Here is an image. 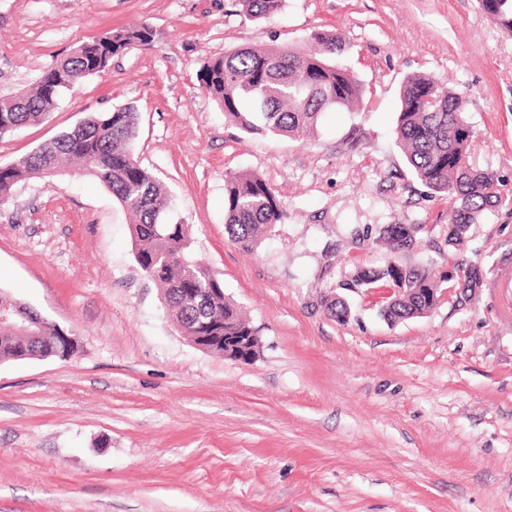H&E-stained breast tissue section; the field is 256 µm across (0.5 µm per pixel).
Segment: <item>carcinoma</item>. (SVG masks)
<instances>
[{"label": "carcinoma", "instance_id": "cac0c4a2", "mask_svg": "<svg viewBox=\"0 0 512 512\" xmlns=\"http://www.w3.org/2000/svg\"><path fill=\"white\" fill-rule=\"evenodd\" d=\"M238 12L261 19L278 12L285 0H233ZM489 18L512 30V0H488ZM147 26L111 31L74 48L66 58L41 72L35 84L0 97V130L10 132L45 120L63 94L78 81L104 72L112 57L127 46L152 41ZM305 48L242 47L209 58L200 67V86L224 117L250 133L296 138L316 130L325 112L354 110L362 89L351 71L336 62L342 51L335 34L313 30ZM466 101L423 74L405 77L400 88L396 142L414 177L448 201V246L464 242L472 224L488 207L501 202L499 180L489 170L472 167V131ZM139 132L131 107L96 113L55 138L0 164V206L17 186L31 179L57 176L62 165L78 161L121 207L135 217V261L145 277L163 288V298L178 327L194 336H215V353L224 354V337L254 336L258 331L238 306L224 296V284L190 253V228L169 220L163 184L135 159L132 145ZM285 216L275 191L259 175L240 171L225 176L224 223L228 236L250 251L262 235ZM414 224H391L376 238L395 254L413 246ZM448 274L390 260L379 269H361L354 284L371 288L380 281L393 288H479L482 267L476 262L448 263ZM22 318L0 323V362L54 356L66 340L44 322L39 336L18 331Z\"/></svg>", "mask_w": 512, "mask_h": 512}]
</instances>
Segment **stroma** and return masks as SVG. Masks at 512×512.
<instances>
[{
  "label": "stroma",
  "instance_id": "obj_1",
  "mask_svg": "<svg viewBox=\"0 0 512 512\" xmlns=\"http://www.w3.org/2000/svg\"><path fill=\"white\" fill-rule=\"evenodd\" d=\"M155 32L68 90L44 121L0 135L12 160L90 114L134 107L139 163L191 229V253L262 340L232 361L189 343L139 270L130 215L79 171L29 180L0 207V289L78 350L0 364V512H512V31L477 0H285L253 20L230 0H0V95L82 42ZM336 32L356 112L301 140L249 134L200 88L209 58ZM411 74L462 93L472 165L501 203L463 249L448 202L396 144ZM260 175L285 216L252 251L224 226V177ZM389 224L421 231L400 262H480L472 295L442 292L391 323L389 288L344 289L381 268ZM339 291L349 318L327 315Z\"/></svg>",
  "mask_w": 512,
  "mask_h": 512
}]
</instances>
